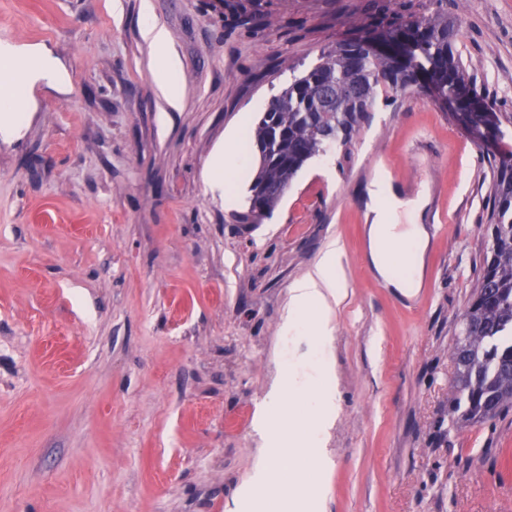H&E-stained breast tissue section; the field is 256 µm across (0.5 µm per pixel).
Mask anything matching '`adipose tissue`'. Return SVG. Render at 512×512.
Wrapping results in <instances>:
<instances>
[{"label": "adipose tissue", "mask_w": 512, "mask_h": 512, "mask_svg": "<svg viewBox=\"0 0 512 512\" xmlns=\"http://www.w3.org/2000/svg\"><path fill=\"white\" fill-rule=\"evenodd\" d=\"M142 35L155 51L157 70L161 75L160 88L171 106H179L182 92L176 82L182 63L171 51L169 35L151 16H144ZM0 61L13 72L11 82L0 85V132L10 133L17 108H31L26 95L29 86L44 82L56 87L64 86L66 74L55 59L42 47L20 46L8 42L0 44ZM428 235L420 224L405 227L390 223L384 215H377L369 229V260L380 273L386 274L391 256L402 247H410L416 264H423ZM342 251L337 241H330L319 261L307 275L295 281L290 289L288 308L282 319L284 330L293 329L298 321H307L317 336L329 332L328 312L332 304L343 296L337 273ZM317 412L311 419L288 413L283 417L281 429H273L267 414H260L255 429L263 440V448L248 482L237 492L238 506L247 512H268L269 507L261 495L262 490L281 484L283 472L280 462L294 448L309 447L308 430H315L317 438H324L334 421L335 403L329 396L316 397Z\"/></svg>", "instance_id": "1"}]
</instances>
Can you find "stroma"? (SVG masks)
I'll return each instance as SVG.
<instances>
[{"instance_id":"stroma-1","label":"stroma","mask_w":512,"mask_h":512,"mask_svg":"<svg viewBox=\"0 0 512 512\" xmlns=\"http://www.w3.org/2000/svg\"><path fill=\"white\" fill-rule=\"evenodd\" d=\"M182 61L157 88L142 0H0V42L42 46L69 88L0 138V512H228L282 369L323 450L289 456L324 512H512V409L452 424L451 349L488 246L491 161L432 97L377 98L350 157L298 174L271 217L237 221L246 142L295 76L361 25L448 13L478 90L512 113V0H149ZM246 162L234 205L217 147ZM390 175L445 226L413 295L368 259V185ZM343 251L330 336L281 330L290 288ZM244 163L240 159L239 155L236 152L235 142L233 140L229 141L227 148L224 149V146L217 149L214 155V166L215 171L218 175H215L211 178V184L213 187L221 190L225 196V201L227 203H232L235 199V195L231 191L224 192V179L223 173L224 171H233L236 175L243 176L244 175Z\"/></svg>"}]
</instances>
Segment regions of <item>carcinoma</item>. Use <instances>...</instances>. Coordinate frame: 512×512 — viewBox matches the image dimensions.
<instances>
[{
    "mask_svg": "<svg viewBox=\"0 0 512 512\" xmlns=\"http://www.w3.org/2000/svg\"><path fill=\"white\" fill-rule=\"evenodd\" d=\"M384 36L413 45L416 63L377 55L374 44ZM457 36L446 14L393 17L337 44L283 88L253 133L259 164L242 221L270 215L308 161L351 144L383 93H436L480 139L512 124L511 112L483 111ZM492 174L490 247L452 348L451 415L460 424L484 423L512 407V152L492 164Z\"/></svg>",
    "mask_w": 512,
    "mask_h": 512,
    "instance_id": "obj_1",
    "label": "carcinoma"
}]
</instances>
